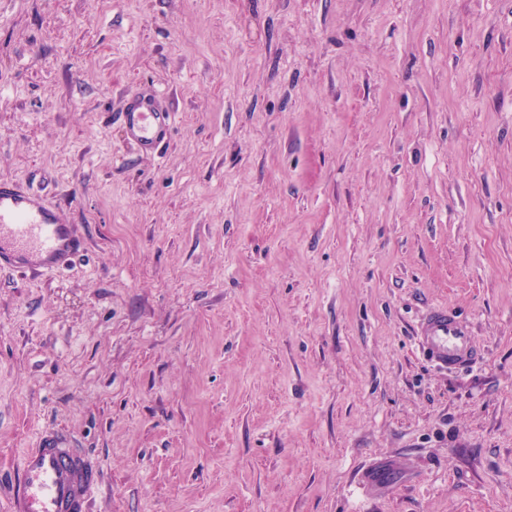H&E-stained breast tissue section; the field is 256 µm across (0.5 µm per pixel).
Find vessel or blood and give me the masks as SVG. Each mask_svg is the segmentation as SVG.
<instances>
[{
    "label": "vessel or blood",
    "mask_w": 512,
    "mask_h": 512,
    "mask_svg": "<svg viewBox=\"0 0 512 512\" xmlns=\"http://www.w3.org/2000/svg\"><path fill=\"white\" fill-rule=\"evenodd\" d=\"M120 118L128 140L147 153L168 139L175 122L174 112L139 95L131 96ZM83 250L72 225L62 222L56 206L39 191L0 183V268L61 272ZM415 340L423 357L441 370H464L479 357L470 321L443 305L427 310ZM19 471L6 512H88L98 469L70 434L40 432Z\"/></svg>",
    "instance_id": "obj_1"
}]
</instances>
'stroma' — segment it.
I'll return each instance as SVG.
<instances>
[{
    "label": "stroma",
    "mask_w": 512,
    "mask_h": 512,
    "mask_svg": "<svg viewBox=\"0 0 512 512\" xmlns=\"http://www.w3.org/2000/svg\"><path fill=\"white\" fill-rule=\"evenodd\" d=\"M0 181L86 243L0 269V512L42 430L91 512H512V0H0ZM120 118L128 140L142 152L154 153L170 136L175 112L161 107L152 97L133 95ZM415 340L423 357L440 370L461 371L479 358L471 322L447 306L427 310L415 329Z\"/></svg>",
    "instance_id": "stroma-1"
}]
</instances>
